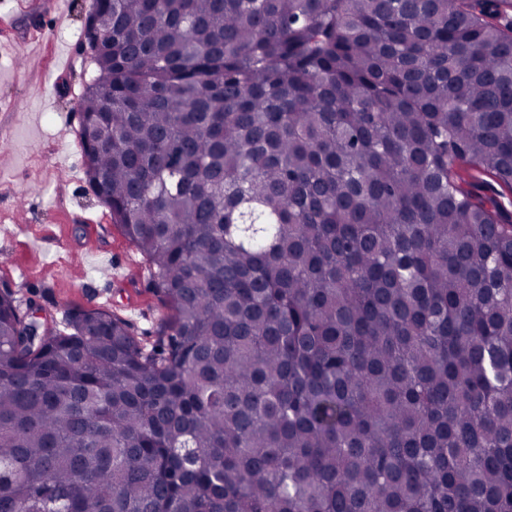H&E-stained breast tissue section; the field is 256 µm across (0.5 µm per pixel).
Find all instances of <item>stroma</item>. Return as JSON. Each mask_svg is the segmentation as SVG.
<instances>
[{"label":"stroma","mask_w":512,"mask_h":512,"mask_svg":"<svg viewBox=\"0 0 512 512\" xmlns=\"http://www.w3.org/2000/svg\"><path fill=\"white\" fill-rule=\"evenodd\" d=\"M93 0H0V268L21 302L63 320L104 308L151 344L164 314L148 267L108 219L86 159L70 151L76 102L96 73Z\"/></svg>","instance_id":"obj_1"}]
</instances>
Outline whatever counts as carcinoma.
<instances>
[{
    "label": "carcinoma",
    "instance_id": "1",
    "mask_svg": "<svg viewBox=\"0 0 512 512\" xmlns=\"http://www.w3.org/2000/svg\"><path fill=\"white\" fill-rule=\"evenodd\" d=\"M78 106L155 346L0 291V512H512V0H112Z\"/></svg>",
    "mask_w": 512,
    "mask_h": 512
}]
</instances>
